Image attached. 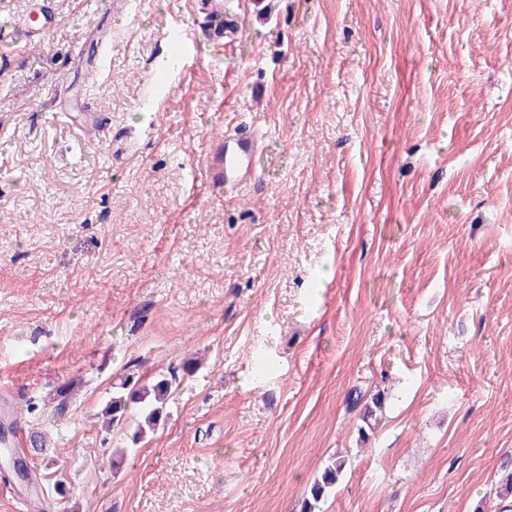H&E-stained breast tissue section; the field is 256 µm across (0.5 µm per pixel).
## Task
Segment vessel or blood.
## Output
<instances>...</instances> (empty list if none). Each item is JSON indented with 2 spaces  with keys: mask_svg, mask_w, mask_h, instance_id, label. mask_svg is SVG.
I'll return each instance as SVG.
<instances>
[{
  "mask_svg": "<svg viewBox=\"0 0 512 512\" xmlns=\"http://www.w3.org/2000/svg\"><path fill=\"white\" fill-rule=\"evenodd\" d=\"M33 25L27 30L29 42H39L45 27L54 23L50 0H34L31 8ZM265 133L253 128L225 134L215 155L208 161L207 170L214 185L241 188L253 184L258 155Z\"/></svg>",
  "mask_w": 512,
  "mask_h": 512,
  "instance_id": "obj_1",
  "label": "vessel or blood"
}]
</instances>
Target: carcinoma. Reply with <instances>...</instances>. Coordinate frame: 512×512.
<instances>
[{"label":"carcinoma","mask_w":512,"mask_h":512,"mask_svg":"<svg viewBox=\"0 0 512 512\" xmlns=\"http://www.w3.org/2000/svg\"><path fill=\"white\" fill-rule=\"evenodd\" d=\"M198 368L197 362L185 360L176 367L168 368L166 373L150 383L143 382L132 370L112 383V396L106 402L102 415L107 425L128 428L127 446L112 451V468H118L128 452L156 429L172 390L180 383L181 375L193 374ZM349 407L361 408L363 426L358 428V434L362 439L368 438V432L374 430L373 421L377 420V414L383 409L382 394L367 395L356 391L349 395ZM346 467L347 460L338 456L324 468L321 478L310 487V497L305 500L302 512H315L316 504L336 485Z\"/></svg>","instance_id":"cac0c4a2"}]
</instances>
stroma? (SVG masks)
Wrapping results in <instances>:
<instances>
[{"label": "stroma", "instance_id": "35a3bbf8", "mask_svg": "<svg viewBox=\"0 0 512 512\" xmlns=\"http://www.w3.org/2000/svg\"><path fill=\"white\" fill-rule=\"evenodd\" d=\"M28 7L0 0V407L39 401L66 494L0 471V512H299L339 455L319 512H503L512 0H224L232 38L215 0H55L36 45ZM254 124L257 183L216 187ZM188 357L113 470L115 376ZM361 404L362 409L360 412V419L364 423V426H359L358 434L359 438L366 439L368 438V433L366 428L370 432L375 429V423L372 424V421L376 422L377 413H382L383 409V397L381 393H373L367 397V394L362 393L361 391L357 392L355 389L354 395L353 391L349 395V407L352 409L358 408ZM347 463L345 457L338 456L324 468L321 479L316 480L310 487V497L305 500L302 512H315L316 504L336 485Z\"/></svg>", "mask_w": 512, "mask_h": 512}]
</instances>
